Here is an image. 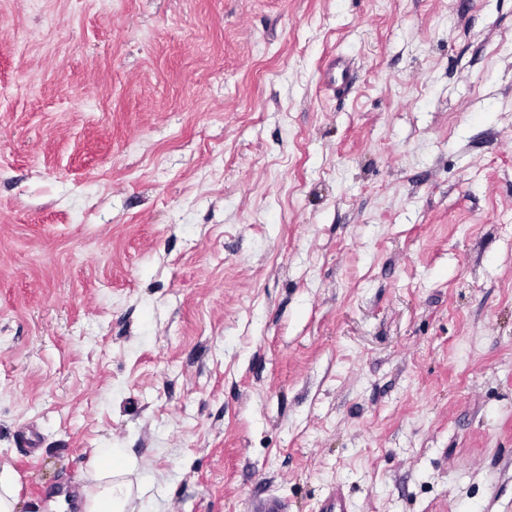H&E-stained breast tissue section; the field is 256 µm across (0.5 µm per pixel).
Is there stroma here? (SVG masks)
Listing matches in <instances>:
<instances>
[{
	"label": "stroma",
	"instance_id": "1",
	"mask_svg": "<svg viewBox=\"0 0 512 512\" xmlns=\"http://www.w3.org/2000/svg\"><path fill=\"white\" fill-rule=\"evenodd\" d=\"M99 448L128 512H512V0H0L16 512Z\"/></svg>",
	"mask_w": 512,
	"mask_h": 512
}]
</instances>
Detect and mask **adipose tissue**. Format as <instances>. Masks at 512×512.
<instances>
[{
	"label": "adipose tissue",
	"instance_id": "1",
	"mask_svg": "<svg viewBox=\"0 0 512 512\" xmlns=\"http://www.w3.org/2000/svg\"><path fill=\"white\" fill-rule=\"evenodd\" d=\"M131 468L119 448L99 449L94 460L86 491V512H126L134 493L142 492V485L133 484Z\"/></svg>",
	"mask_w": 512,
	"mask_h": 512
}]
</instances>
